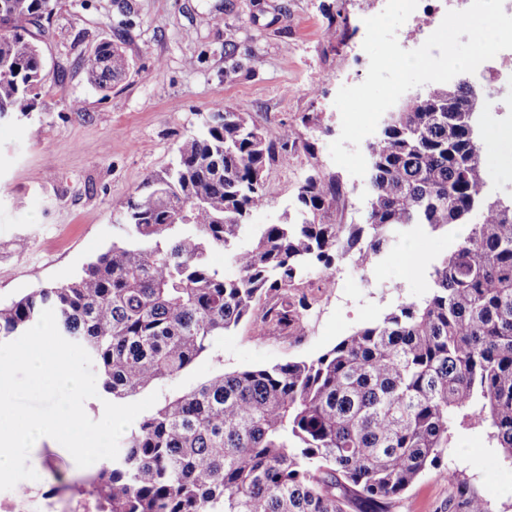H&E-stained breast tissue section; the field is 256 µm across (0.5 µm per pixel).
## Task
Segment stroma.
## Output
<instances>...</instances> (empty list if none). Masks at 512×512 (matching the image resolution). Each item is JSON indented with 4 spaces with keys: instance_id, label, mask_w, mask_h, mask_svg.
<instances>
[{
    "instance_id": "obj_1",
    "label": "stroma",
    "mask_w": 512,
    "mask_h": 512,
    "mask_svg": "<svg viewBox=\"0 0 512 512\" xmlns=\"http://www.w3.org/2000/svg\"><path fill=\"white\" fill-rule=\"evenodd\" d=\"M366 16L365 0H59L50 22L32 31L48 75L37 108L0 119V301L65 284L122 241L121 202L175 163L184 137L219 107L250 116L271 137L293 132L287 159L264 173L270 203L252 213L251 224L291 213L312 172L340 190L326 223H364L369 180L336 165L329 145L341 131L339 88L367 74ZM104 38L120 43L130 60L126 78L107 91L90 85L78 65ZM458 237L422 229L399 241L381 266L357 272L351 287L360 300L338 306L329 293L307 289L313 304L303 313L302 336L239 326L176 388L195 387L219 364L231 372L316 357L394 305L420 299L430 265ZM413 244V279H394ZM496 454L484 435H470L454 453L457 476L487 499L490 512H512V491L488 478ZM29 463L38 478L23 483L34 501L28 512H38L46 494L58 512L81 503L75 485L87 471L61 444L36 441ZM453 491L428 471L396 512H442Z\"/></svg>"
}]
</instances>
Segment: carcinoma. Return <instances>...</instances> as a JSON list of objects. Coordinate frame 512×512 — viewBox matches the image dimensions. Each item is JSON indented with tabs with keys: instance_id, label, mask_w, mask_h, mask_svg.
I'll return each instance as SVG.
<instances>
[{
	"instance_id": "carcinoma-1",
	"label": "carcinoma",
	"mask_w": 512,
	"mask_h": 512,
	"mask_svg": "<svg viewBox=\"0 0 512 512\" xmlns=\"http://www.w3.org/2000/svg\"><path fill=\"white\" fill-rule=\"evenodd\" d=\"M57 0H0V116H29L47 80L28 29ZM129 62L100 41L80 58L106 91ZM448 89L396 112L370 146L364 224H325L338 201L316 173L298 189L297 219L266 224L248 243V220L269 204L256 176L286 158L238 112H211L178 148L176 163L121 204L124 241L83 273L0 303V342L53 309L59 333L85 347L102 393L123 399L171 386L248 323L300 331L309 305L300 285L344 261L364 270L403 231L467 225L429 272L427 294L314 359L220 369L195 388L166 392L77 488L95 512H394L426 471L455 482L448 512H489L458 480L448 449L484 433L512 469V214L484 203L486 169L463 109ZM222 249L228 274L207 254Z\"/></svg>"
}]
</instances>
